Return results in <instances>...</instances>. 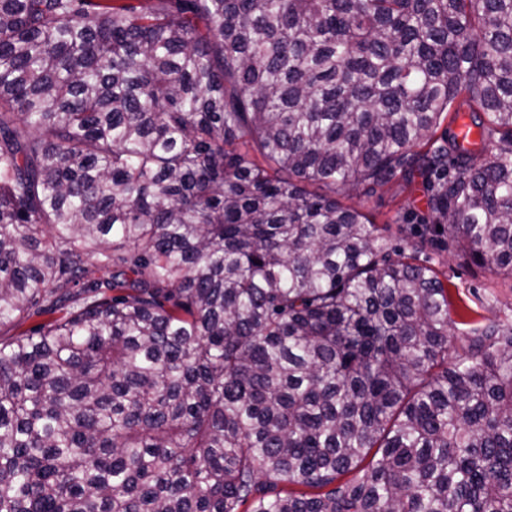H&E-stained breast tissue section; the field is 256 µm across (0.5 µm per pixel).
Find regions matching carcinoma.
Returning <instances> with one entry per match:
<instances>
[{
    "mask_svg": "<svg viewBox=\"0 0 512 512\" xmlns=\"http://www.w3.org/2000/svg\"><path fill=\"white\" fill-rule=\"evenodd\" d=\"M417 176L512 276V0H0V512H512ZM426 196L421 179H417L411 185L402 181L384 186L363 184L344 201L367 214L375 224H417L427 213Z\"/></svg>",
    "mask_w": 512,
    "mask_h": 512,
    "instance_id": "carcinoma-1",
    "label": "carcinoma"
}]
</instances>
